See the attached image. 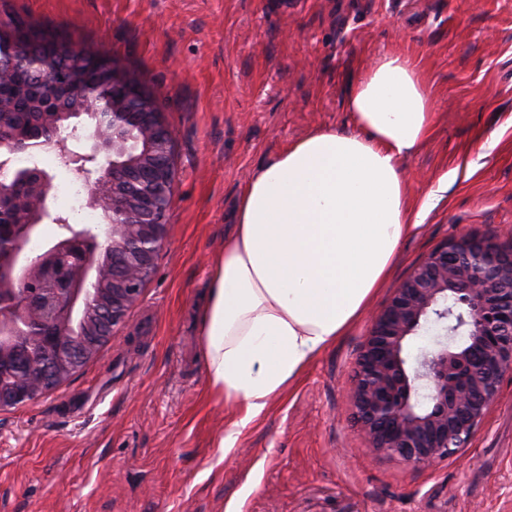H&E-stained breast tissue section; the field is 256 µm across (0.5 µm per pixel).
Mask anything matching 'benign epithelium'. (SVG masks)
<instances>
[{"label":"benign epithelium","instance_id":"7a95c632","mask_svg":"<svg viewBox=\"0 0 512 512\" xmlns=\"http://www.w3.org/2000/svg\"><path fill=\"white\" fill-rule=\"evenodd\" d=\"M37 98L76 96L74 109L41 107L24 128L0 104V371L26 348L27 371L0 382V410L36 400L88 349L112 342L152 277L168 235L176 181L172 138L155 96L86 87L51 58H36ZM54 149L82 182L95 226L71 224L52 205L53 176L14 157ZM46 223L60 236L33 256L27 241ZM437 326L433 347L409 365L408 341ZM512 370V249L497 233L438 245L377 313L348 396L378 453L421 465L467 447Z\"/></svg>","mask_w":512,"mask_h":512}]
</instances>
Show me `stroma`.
Masks as SVG:
<instances>
[{"mask_svg": "<svg viewBox=\"0 0 512 512\" xmlns=\"http://www.w3.org/2000/svg\"><path fill=\"white\" fill-rule=\"evenodd\" d=\"M112 55L173 141L167 242L116 341L38 400L0 411V512H512V373L467 448L378 454L348 388L374 311L438 244L512 232V0H0ZM407 53L434 99L400 170L439 180L369 310L222 453L237 418L209 394L199 315L249 175L320 127L348 133L351 81ZM499 133L494 150L482 144Z\"/></svg>", "mask_w": 512, "mask_h": 512, "instance_id": "obj_1", "label": "stroma"}]
</instances>
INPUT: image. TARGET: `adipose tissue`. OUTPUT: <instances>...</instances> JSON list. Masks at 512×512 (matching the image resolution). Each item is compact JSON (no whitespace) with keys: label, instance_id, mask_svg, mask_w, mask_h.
<instances>
[{"label":"adipose tissue","instance_id":"ef3b65f1","mask_svg":"<svg viewBox=\"0 0 512 512\" xmlns=\"http://www.w3.org/2000/svg\"><path fill=\"white\" fill-rule=\"evenodd\" d=\"M353 130L319 128L248 178L201 312L208 387L238 418L234 448L382 287L433 195L413 202L399 161L432 128L433 97L405 55L383 52L350 84Z\"/></svg>","mask_w":512,"mask_h":512}]
</instances>
